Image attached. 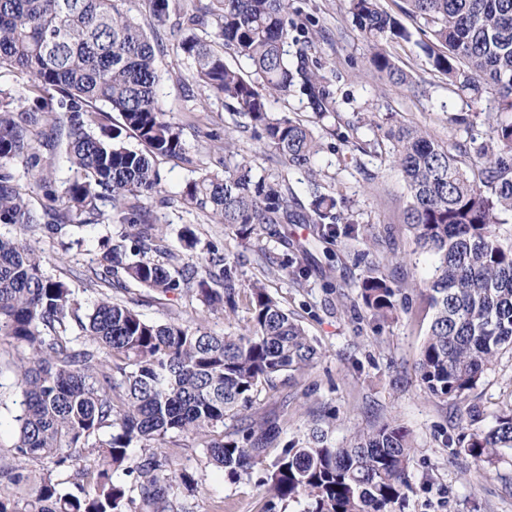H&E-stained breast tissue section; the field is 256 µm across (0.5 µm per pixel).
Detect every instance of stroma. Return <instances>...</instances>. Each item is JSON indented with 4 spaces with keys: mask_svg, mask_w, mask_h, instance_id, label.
<instances>
[{
    "mask_svg": "<svg viewBox=\"0 0 512 512\" xmlns=\"http://www.w3.org/2000/svg\"><path fill=\"white\" fill-rule=\"evenodd\" d=\"M293 7L300 19L322 33L315 56L336 91L338 134L359 112L383 125L400 121L455 141L465 140L467 135L453 131L448 119L468 115L474 119L472 134L484 136L486 117L495 107L493 96L484 95L475 105L449 94L418 46L424 38L418 22L404 18L414 40L391 48L397 63L421 85L420 92L413 93L372 72L370 48L348 14L345 0H293ZM159 76L158 93L166 117L182 126L191 161L183 164L167 157L154 158L163 190L144 202L152 223L163 230L175 253L183 251L180 233L188 226L199 239L198 257L207 258L215 247L236 260L240 286L248 289L257 283L266 288L299 320L320 352L312 366L282 374L274 385L260 386L253 396L250 418L269 420L280 427L269 457L278 456L288 443L303 445L315 427L327 431L330 441L339 444L357 432L391 423L403 427L414 446L408 465L412 490L396 512H512V450H502L493 463L476 464L461 447L471 433L479 431V424L459 420L455 403L431 396L416 372L431 317L418 284L430 277L432 258L418 247L403 222L406 189L400 174L390 168L385 157L361 153L353 144L342 142L338 134L324 136L323 150L315 160L322 185L335 192L342 210L358 224L391 227L393 238L383 249L389 280L396 285L412 279L417 282L416 287L407 289L405 300L399 301L393 319L378 322L365 312L358 297L357 285L364 271L360 242L340 237L316 245L310 225H289L294 240L311 246L309 253L299 257L311 270L299 288L288 273L268 269V258L281 250L275 239H264L262 248H255L237 238L231 227L187 207L181 191L188 182L204 169L223 172L239 156L269 177L288 176L303 201L308 198V179L304 171L286 168L261 141L236 127L223 100L205 98L193 83L185 60L170 53L161 56ZM228 138L236 147L232 156L224 152ZM102 211L99 223L75 228L74 235L82 245L68 251L57 236L43 228L33 231L0 224V233L42 254L48 271L68 281L82 305H91L107 290L153 321L179 318L220 335L239 333L242 317L206 310L197 296L158 294L120 272L113 275L111 286H104L97 277L100 240L109 234L119 235L126 227L113 218L110 206H103ZM468 397L488 417L512 410V352L499 355ZM168 453L169 473L187 471L198 481L191 491L174 487L175 512H267L269 494L261 482L262 470L229 478L186 438L169 447Z\"/></svg>",
    "mask_w": 512,
    "mask_h": 512,
    "instance_id": "35a3bbf8",
    "label": "stroma"
}]
</instances>
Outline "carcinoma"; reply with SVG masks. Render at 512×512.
Returning a JSON list of instances; mask_svg holds the SVG:
<instances>
[{"mask_svg": "<svg viewBox=\"0 0 512 512\" xmlns=\"http://www.w3.org/2000/svg\"><path fill=\"white\" fill-rule=\"evenodd\" d=\"M125 0H0V70L27 72L28 94L0 92V224L33 227L41 217L31 198L51 206L45 228L60 234L73 210L100 214L110 203L133 228L102 241L105 273L123 271L151 291L192 293L209 310L236 314L241 301L236 266L212 252L191 255L198 239L187 228L182 258L142 214V201L161 188L156 155L185 158L182 129L166 119L157 94L164 53L122 8ZM155 22H172L176 53L189 62L191 79L206 97L224 98L230 112L246 116L254 135L289 167L305 171L309 202L284 178L271 179L250 162L205 171L188 183L183 200L242 240L277 238L284 251L277 267L301 284L306 271L288 242L287 224H311L317 238L360 237L379 249L391 230L373 233L337 210L322 191L313 161L322 143L308 125L271 108L270 94L298 96L317 122L336 117V92L313 54L317 30L292 17L290 0H149ZM404 14L429 34L424 51L448 90L472 102L492 89L496 106L487 137L467 150L430 131L373 121L364 154H385L406 189L404 223L418 246L435 257L423 283L432 311L416 363L433 396L460 400L512 351V244L498 225L512 214V0H403ZM378 79L407 91L411 75L387 50L412 32L380 0H348ZM233 50L251 73L226 61ZM36 105L26 107L27 95ZM116 112L138 140L130 148L111 134L106 115ZM65 138L71 175L53 176V152ZM24 163L27 186L12 184L8 164ZM365 309L386 320L397 309L381 260L365 265L358 285ZM69 283L48 274L45 259L20 241L0 235V344L13 349L0 367L13 373L17 432L0 453V512H129L139 500L152 512L172 508L178 481L194 490L193 475L166 473L162 446L175 435L200 441L207 457L230 477L268 470L265 483L277 504H303L301 512H392L411 490L409 434L386 424L336 446L322 430L306 446L291 445L265 464L268 444L280 434L254 421L213 437L224 417L250 407L253 394L282 373L309 367L319 351L304 328L260 285L247 295L243 332L219 336L200 326L158 323L100 292L89 313ZM141 454L131 456L129 449ZM512 449V414L500 415L471 435L464 452L490 462ZM41 463L39 472L28 469ZM74 471L65 484L59 471Z\"/></svg>", "mask_w": 512, "mask_h": 512, "instance_id": "carcinoma-1", "label": "carcinoma"}]
</instances>
